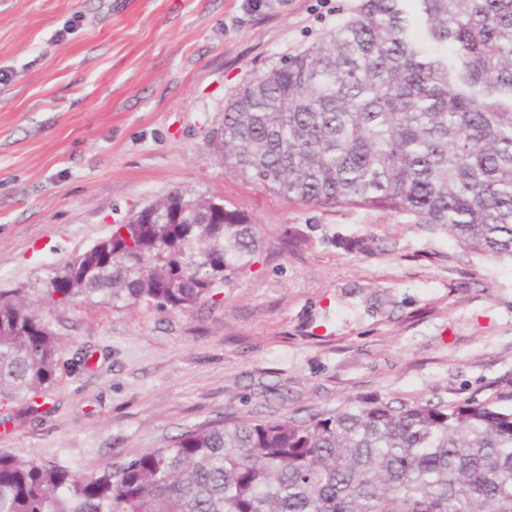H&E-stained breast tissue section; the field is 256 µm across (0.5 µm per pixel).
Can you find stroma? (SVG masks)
<instances>
[{
  "label": "stroma",
  "instance_id": "35a3bbf8",
  "mask_svg": "<svg viewBox=\"0 0 512 512\" xmlns=\"http://www.w3.org/2000/svg\"><path fill=\"white\" fill-rule=\"evenodd\" d=\"M360 4L0 0V288L39 293L175 190L248 215L262 239L217 303L190 313L97 298L48 312L55 379L35 410L0 403V453L99 474L227 417L512 383L511 258L395 213L290 202L208 144L248 82Z\"/></svg>",
  "mask_w": 512,
  "mask_h": 512
}]
</instances>
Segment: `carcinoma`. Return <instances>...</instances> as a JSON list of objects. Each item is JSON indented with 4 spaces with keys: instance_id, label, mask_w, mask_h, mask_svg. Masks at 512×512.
I'll list each match as a JSON object with an SVG mask.
<instances>
[{
    "instance_id": "carcinoma-1",
    "label": "carcinoma",
    "mask_w": 512,
    "mask_h": 512,
    "mask_svg": "<svg viewBox=\"0 0 512 512\" xmlns=\"http://www.w3.org/2000/svg\"><path fill=\"white\" fill-rule=\"evenodd\" d=\"M209 146L291 202L402 214L512 257V0H362L244 86ZM257 247L245 214L175 191L38 296L1 289L0 400L55 378L62 346L42 310L97 296L191 311ZM0 512H512V385L226 421L99 475L0 454Z\"/></svg>"
}]
</instances>
